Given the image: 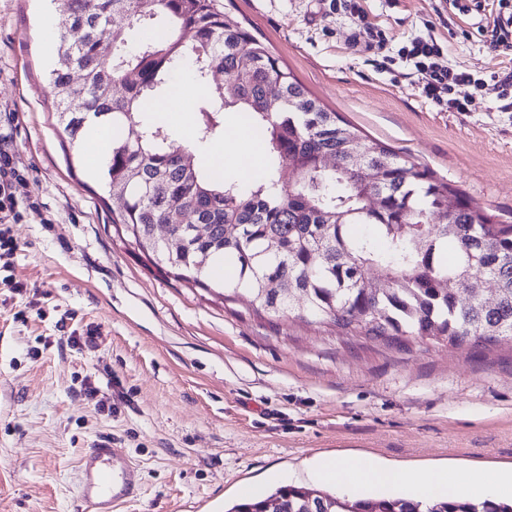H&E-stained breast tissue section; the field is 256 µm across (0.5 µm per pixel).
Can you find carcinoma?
<instances>
[{"instance_id": "carcinoma-1", "label": "carcinoma", "mask_w": 512, "mask_h": 512, "mask_svg": "<svg viewBox=\"0 0 512 512\" xmlns=\"http://www.w3.org/2000/svg\"><path fill=\"white\" fill-rule=\"evenodd\" d=\"M121 15L127 26L114 28ZM81 30V40L70 33ZM51 70L58 122L71 138L112 127L99 183L138 248L196 288L246 294L268 314L330 321L356 336L405 346L415 337L451 347L512 342V222L475 207L450 183L327 111L247 29L213 0H63ZM143 34L127 49L130 32ZM224 83L197 106L196 140L224 138V113L260 133L270 165L247 187L185 165L170 131L150 116L175 71ZM121 93H116V88ZM334 159L328 167L324 158ZM286 164L293 180L281 181ZM171 225L169 240L153 234ZM195 224L210 225L201 239ZM454 246L455 259L443 251ZM378 269L386 282L370 276ZM496 285L487 299L477 275ZM225 512H512V501L402 496L356 499L281 486Z\"/></svg>"}]
</instances>
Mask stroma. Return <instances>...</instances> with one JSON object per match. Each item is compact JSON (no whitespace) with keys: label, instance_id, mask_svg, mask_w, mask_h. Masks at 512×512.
<instances>
[{"label":"stroma","instance_id":"obj_1","mask_svg":"<svg viewBox=\"0 0 512 512\" xmlns=\"http://www.w3.org/2000/svg\"><path fill=\"white\" fill-rule=\"evenodd\" d=\"M359 4L384 48L358 40L332 0H215L326 110L512 221V112L481 92L469 111H442L405 63L380 67L429 30L442 65L512 70V50L477 32L498 0L481 16L452 0ZM58 14L59 0H0V145L28 180L0 265V512H79L82 458L105 436L138 465L139 494L119 512H224L240 485L267 492L280 473L315 490L326 453L512 463V342L399 349L270 315L176 281L117 232L56 122L40 32Z\"/></svg>","mask_w":512,"mask_h":512}]
</instances>
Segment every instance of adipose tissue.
Returning a JSON list of instances; mask_svg holds the SVG:
<instances>
[{
  "label": "adipose tissue",
  "mask_w": 512,
  "mask_h": 512,
  "mask_svg": "<svg viewBox=\"0 0 512 512\" xmlns=\"http://www.w3.org/2000/svg\"><path fill=\"white\" fill-rule=\"evenodd\" d=\"M319 476L337 492L358 488L410 491L415 500L425 504L438 497L495 499L512 495V466L492 477L478 464L424 469L402 463L384 465L360 455H327L319 463Z\"/></svg>",
  "instance_id": "obj_1"
}]
</instances>
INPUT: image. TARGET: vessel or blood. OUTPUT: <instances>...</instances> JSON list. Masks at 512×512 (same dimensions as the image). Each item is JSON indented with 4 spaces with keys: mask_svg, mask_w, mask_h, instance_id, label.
I'll use <instances>...</instances> for the list:
<instances>
[{
    "mask_svg": "<svg viewBox=\"0 0 512 512\" xmlns=\"http://www.w3.org/2000/svg\"><path fill=\"white\" fill-rule=\"evenodd\" d=\"M138 468L111 439H100L83 458L80 498L90 512H112L137 491Z\"/></svg>",
    "mask_w": 512,
    "mask_h": 512,
    "instance_id": "1",
    "label": "vessel or blood"
}]
</instances>
